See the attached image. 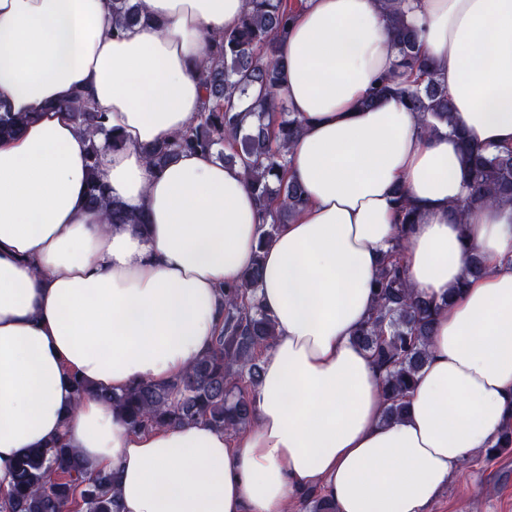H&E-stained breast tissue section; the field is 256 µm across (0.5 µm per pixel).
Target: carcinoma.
<instances>
[{"label": "carcinoma", "mask_w": 512, "mask_h": 512, "mask_svg": "<svg viewBox=\"0 0 512 512\" xmlns=\"http://www.w3.org/2000/svg\"><path fill=\"white\" fill-rule=\"evenodd\" d=\"M382 4L391 20L392 46L401 58L400 66L418 71L419 76L404 82L394 73L384 76L365 105L396 96L421 113L423 133H455L468 188L467 195L454 206L459 218H465L475 206L512 204V147L490 152L470 145L453 120L447 91L420 55L417 32L405 21L404 0H382ZM302 7L303 3L290 0H246L237 26L213 38L201 62L205 89L201 111L182 133L144 149L150 165L162 166L186 152H206L222 159L224 141H233L230 161L242 166L251 182L267 219L263 230L267 241L306 204L302 187L286 177L288 150L303 122L289 112L281 96L284 64L276 56L277 40L287 33ZM143 17L141 0H113L115 29L133 27ZM57 109L68 113L90 140L89 208L100 212L107 224L145 226L141 218L131 216L110 197L101 178L102 150L122 146L120 137L106 128L104 113L80 96L60 103ZM27 122L26 117L0 113V140L19 138ZM98 136L104 140L101 146L95 142ZM394 203L401 225L416 222V209L403 190L396 191ZM403 244V238L396 239L383 260L373 286L375 305L355 335V341L381 371L387 420L406 413L405 397L427 362L441 306L409 284L398 260ZM262 270L258 257L240 283L222 288V327L213 351L178 381L166 387L142 382L121 393L103 395L131 431L197 420L236 431L251 422L254 407L250 394L261 373L256 351L272 347L276 336L274 320L257 294ZM511 450L512 426L486 449V456ZM113 490V475H87L80 457L63 441L55 440L17 460L10 488L0 492V512H67L75 502L82 512H113ZM303 504L308 512H336L331 501L312 493L304 496Z\"/></svg>", "instance_id": "1"}]
</instances>
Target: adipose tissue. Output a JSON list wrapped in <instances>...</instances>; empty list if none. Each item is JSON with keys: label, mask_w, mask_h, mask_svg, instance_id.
I'll return each mask as SVG.
<instances>
[{"label": "adipose tissue", "mask_w": 512, "mask_h": 512, "mask_svg": "<svg viewBox=\"0 0 512 512\" xmlns=\"http://www.w3.org/2000/svg\"><path fill=\"white\" fill-rule=\"evenodd\" d=\"M143 3L149 24L117 31L112 0H0V108L30 117L0 143V490L23 454L60 439L88 473L115 474L116 512H288L318 490L336 512H429L512 422V205L458 218L456 138L425 136L398 98L364 106L399 62L381 0H305L276 54L303 122L287 176L306 204L260 246L240 166L191 152L153 168L144 154L199 111L208 41L245 0ZM406 20L471 144L512 146V0H408ZM80 91L124 140L103 151L108 192L146 227L86 207L89 139L48 109ZM399 186L418 213L405 235ZM400 237L411 286L449 303L407 414L387 422L354 336ZM259 252L277 339L261 353L251 425L128 430L100 392L171 385L209 354L219 289ZM473 252L486 272L468 280Z\"/></svg>", "instance_id": "obj_1"}]
</instances>
